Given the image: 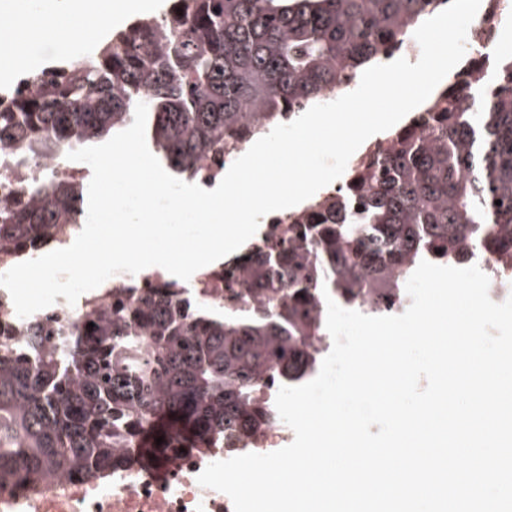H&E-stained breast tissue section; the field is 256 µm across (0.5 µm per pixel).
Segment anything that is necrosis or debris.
<instances>
[{"label":"necrosis or debris","instance_id":"necrosis-or-debris-1","mask_svg":"<svg viewBox=\"0 0 512 512\" xmlns=\"http://www.w3.org/2000/svg\"><path fill=\"white\" fill-rule=\"evenodd\" d=\"M511 17L512 0H483L468 29L466 53L460 65L462 75L453 81L456 90L465 89L464 74L491 75L498 57L497 37ZM46 174L76 183L85 177L86 170L67 162L22 157L20 146L14 143L0 146V205L24 204L26 185ZM224 271L223 267H216L203 278L180 284L175 293L178 298L193 299L214 310L223 309L228 304ZM168 282V277L158 270L135 275L122 272L82 294L76 304L57 297L49 311L64 317L65 328L71 333L83 327L94 310L111 304L117 294L144 298L166 291ZM410 303L405 288H376L367 282L362 293L347 302L346 307L369 316H383L401 314ZM293 435V430L278 420L234 444L187 451L154 467L132 465L112 471L102 481L81 483L61 479L35 487L21 482L13 489L0 491V512H234L230 497L200 486L198 474L216 461L278 450Z\"/></svg>","mask_w":512,"mask_h":512}]
</instances>
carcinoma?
I'll use <instances>...</instances> for the list:
<instances>
[{"instance_id": "cac0c4a2", "label": "carcinoma", "mask_w": 512, "mask_h": 512, "mask_svg": "<svg viewBox=\"0 0 512 512\" xmlns=\"http://www.w3.org/2000/svg\"><path fill=\"white\" fill-rule=\"evenodd\" d=\"M440 2L172 0L130 32L30 72L31 88L0 108V143L62 159L128 128L143 102L157 158L190 179L207 152L258 139L380 62L385 43ZM421 123L424 134L385 135L386 148L349 172L343 198L302 215L288 251L271 246L244 268L241 281L258 285L244 315L163 294L99 310L70 346L50 317L33 318L22 345L0 332V489L21 477L91 479L259 430L277 410L257 392L316 362L312 310L324 286L348 300L364 279L397 288L420 251L460 263L473 242L512 264V89L484 94L475 83L465 101L444 87ZM73 194L34 181L27 206L0 211V250L36 252L67 223Z\"/></svg>"}]
</instances>
